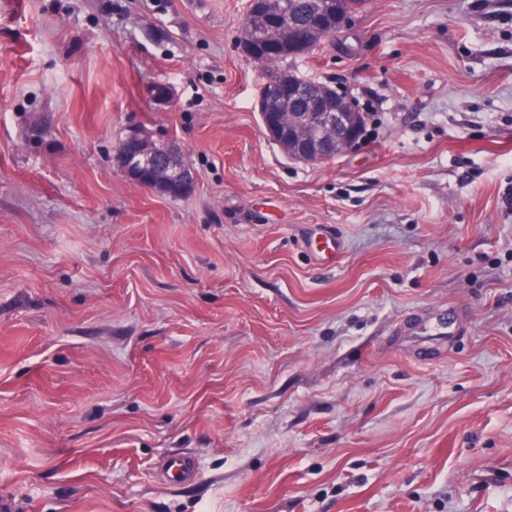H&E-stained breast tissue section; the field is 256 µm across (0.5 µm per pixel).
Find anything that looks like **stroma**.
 <instances>
[{"label": "stroma", "instance_id": "stroma-1", "mask_svg": "<svg viewBox=\"0 0 512 512\" xmlns=\"http://www.w3.org/2000/svg\"><path fill=\"white\" fill-rule=\"evenodd\" d=\"M246 7L0 0V500L512 512V0H369L298 64L369 115L317 164ZM135 127L189 192L129 178ZM319 245V248L312 246V253L315 260L322 265L335 264L342 252L341 242L333 235L327 234Z\"/></svg>", "mask_w": 512, "mask_h": 512}]
</instances>
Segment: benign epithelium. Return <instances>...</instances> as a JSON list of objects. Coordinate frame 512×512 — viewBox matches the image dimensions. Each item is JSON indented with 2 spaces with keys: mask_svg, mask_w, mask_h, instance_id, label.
I'll return each instance as SVG.
<instances>
[{
  "mask_svg": "<svg viewBox=\"0 0 512 512\" xmlns=\"http://www.w3.org/2000/svg\"><path fill=\"white\" fill-rule=\"evenodd\" d=\"M321 8L326 12L336 10L343 27L353 14L348 0H326ZM245 22L253 38L269 42L277 39V33L268 27L263 13L255 9L254 0H248ZM280 86V76L275 72L270 73L258 95V112L270 139L276 140L281 136L291 138L294 160L305 164L320 163L330 159V151L339 156L355 152L362 146L360 130L351 126L358 108L348 97L341 96L330 105L318 104L312 107L311 122L308 123L300 114L273 107ZM118 154L140 170L141 176L135 179L140 185L153 187L157 183L190 180V173L181 166L176 151L155 145L138 128L130 130Z\"/></svg>",
  "mask_w": 512,
  "mask_h": 512,
  "instance_id": "7a95c632",
  "label": "benign epithelium"
}]
</instances>
